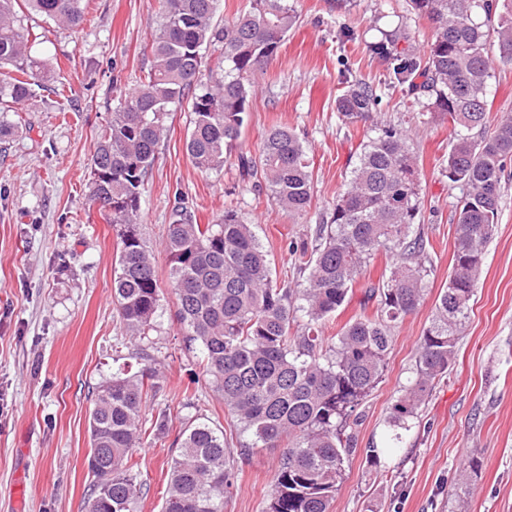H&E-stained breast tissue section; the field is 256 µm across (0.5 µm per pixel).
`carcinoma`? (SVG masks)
I'll list each match as a JSON object with an SVG mask.
<instances>
[{
    "instance_id": "carcinoma-1",
    "label": "carcinoma",
    "mask_w": 512,
    "mask_h": 512,
    "mask_svg": "<svg viewBox=\"0 0 512 512\" xmlns=\"http://www.w3.org/2000/svg\"><path fill=\"white\" fill-rule=\"evenodd\" d=\"M17 0H0V68L13 66L32 80H0L3 111L35 96L34 87L55 79L28 51L30 32L18 23ZM30 8L65 28L85 20L83 0H27ZM218 0H162L152 62L140 84L120 96L91 157L90 201L117 228L113 298L127 335L144 340L157 331L161 288L152 249L138 214L145 177L170 130L172 112L189 101L193 118L185 141L192 164L203 172L224 168L226 154L248 121L255 72L275 56L296 22L288 0H250V8L224 27L214 23ZM435 38L427 50L406 30L382 32L366 44L369 54L392 64L388 89L404 90L419 105V122L448 118L453 143L448 182L463 195L455 213L454 253L448 287L435 302L431 325L420 339L415 375L400 390L390 416L397 445L418 409L448 376L484 255L500 212L502 179L512 160V116L487 112L493 77L487 45L512 62V0H411ZM224 45L209 83L200 80L203 50ZM421 82H416V79ZM379 95L355 82L336 100L354 122L375 109ZM272 200L302 217L314 185L302 140L287 127L263 135L258 156L242 157ZM418 159L408 131L383 125L360 144L357 161L336 198L330 222L316 227L315 247L290 241L288 249L308 271L302 288L274 278L268 254L252 224L227 207L215 224H200L194 211L174 207L164 251L178 300L175 320L189 346L200 350L206 376L234 422L263 448H279L267 512H330L344 465L356 451L350 422L381 381L392 333L424 300L427 242L413 231L420 214ZM381 251L397 256L386 281L364 291L361 306L377 300L376 315L347 322L323 335L326 318L347 304L353 285ZM145 367L103 382L89 419L92 481L89 512H136L141 494L131 451L146 434L163 438L168 417L150 420L144 408L160 390ZM162 512H224L236 459L224 431L188 418L175 439Z\"/></svg>"
}]
</instances>
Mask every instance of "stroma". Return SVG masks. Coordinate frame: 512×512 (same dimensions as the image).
I'll list each match as a JSON object with an SVG mask.
<instances>
[{
  "label": "stroma",
  "mask_w": 512,
  "mask_h": 512,
  "mask_svg": "<svg viewBox=\"0 0 512 512\" xmlns=\"http://www.w3.org/2000/svg\"><path fill=\"white\" fill-rule=\"evenodd\" d=\"M296 23L282 47L254 76L248 123L218 172L191 163L185 140L189 106L174 112L146 176L139 222L155 254L161 316L148 348L119 322L112 295L117 236L89 200V159L119 92L137 85L152 59L150 46L160 0H86L75 30L21 9L31 54L60 71L66 90L38 91L10 113L19 131L0 152V512H88L87 457L91 394L113 375L160 371L161 389L146 415L166 413L169 435L133 449L130 463L143 483L138 512H161L172 446L186 418L202 417L223 429L230 447L252 446L205 379L199 350L186 348L172 314L170 267L162 250L178 199L199 223H215L233 206L254 226L278 277L296 278L293 240L313 241L330 217L360 144L375 126L404 127L420 166L421 221L430 257L426 295L393 333L382 382L360 407L354 427L358 450L345 463L331 512H452L464 494L466 512H512V162L503 184L500 219L489 243L463 337L445 380L418 411L400 448L371 467L363 451L383 447L391 406L412 377L420 338L435 301L448 285L454 252L455 206L443 161L453 130L447 121L424 125L400 92H385L375 111L344 123L336 100L355 81L378 87L386 64L365 45L382 32L405 27L419 48L434 39L408 0H288ZM274 126L301 137L314 184L303 217L278 207L255 179L244 176L240 156L257 155ZM392 256L378 254L354 286L351 301L333 315L325 335L350 320L374 315L360 306L361 291L382 282ZM239 459L224 512H265L279 451L252 447ZM479 470L467 491L456 474L468 458Z\"/></svg>",
  "instance_id": "stroma-1"
}]
</instances>
